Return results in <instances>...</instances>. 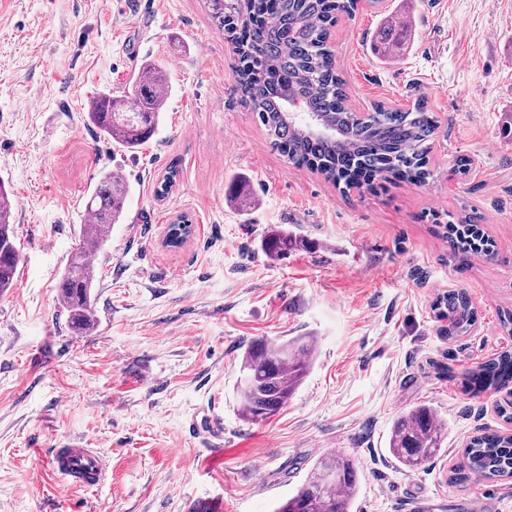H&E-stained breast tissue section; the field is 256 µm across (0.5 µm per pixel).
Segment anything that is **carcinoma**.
Wrapping results in <instances>:
<instances>
[{
    "label": "carcinoma",
    "instance_id": "carcinoma-1",
    "mask_svg": "<svg viewBox=\"0 0 512 512\" xmlns=\"http://www.w3.org/2000/svg\"><path fill=\"white\" fill-rule=\"evenodd\" d=\"M214 25L223 32L236 56L233 95L265 127L271 143L293 165L309 164L338 185L351 168L371 169L385 178L422 180L430 153L435 121L423 105L406 112L382 105L359 121L347 104L344 81L331 54V28L341 15L357 9L356 0H206ZM408 23L388 17L374 51L393 58L407 36ZM169 75L161 63L143 66L133 93L116 96L100 92L87 120L116 148L135 153L161 121ZM299 99L306 120L292 119L286 102ZM124 179L110 170L101 172L84 201L93 217L86 225L76 252L60 276V300L71 329L86 333L94 326L91 290L96 268L91 253L108 240L119 223L128 199ZM11 195L0 180V293L12 286L19 251L12 227ZM185 217L168 226L166 242L177 247L189 235ZM453 251L488 254L491 244L481 234L472 214L446 227ZM308 243L284 229L271 231L261 242L273 259ZM435 316L448 321V337L466 333L476 322L467 292L448 290L432 303ZM317 352L314 336H294L269 344L259 339L242 354L237 381L239 411L251 422H261L284 408L309 372ZM481 387L501 388L512 381V353L504 352L464 377ZM448 421L429 405L398 415L390 428L388 452L396 465L409 471L429 467L445 452ZM464 462L449 479L467 480L477 473L486 478H512V435L484 432L472 437L463 451ZM358 493L354 461L342 454L319 456L303 484L275 512H352Z\"/></svg>",
    "mask_w": 512,
    "mask_h": 512
}]
</instances>
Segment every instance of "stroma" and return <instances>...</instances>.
I'll return each instance as SVG.
<instances>
[{
    "label": "stroma",
    "mask_w": 512,
    "mask_h": 512,
    "mask_svg": "<svg viewBox=\"0 0 512 512\" xmlns=\"http://www.w3.org/2000/svg\"><path fill=\"white\" fill-rule=\"evenodd\" d=\"M405 13L413 35L391 62L371 45ZM352 107L437 121L423 181L336 188L288 164L232 93L233 55L205 0H0V177L22 260L0 295V512H274L318 456L354 459L353 512H461L474 497L512 512V478L449 480L471 437L512 433V390L462 377L512 351V0H360L333 33ZM171 92L136 153L85 120L95 94L131 93L146 62ZM469 159L466 173L454 167ZM129 185L126 211L95 253V325L75 334L57 284L82 240L84 197L102 169ZM178 176L167 194L169 169ZM245 178L252 207L228 188ZM477 213L491 255L452 251L445 227ZM186 216L193 233L165 245ZM274 228L308 248L270 259ZM466 289L477 322L447 337L434 298ZM316 336L288 405L238 413L247 345ZM420 404L448 419V452L407 472L387 450L393 420ZM76 441L111 462L101 487L67 490L50 452Z\"/></svg>",
    "instance_id": "1"
}]
</instances>
